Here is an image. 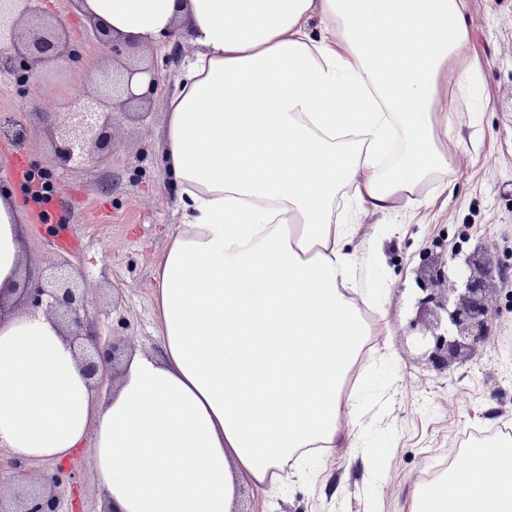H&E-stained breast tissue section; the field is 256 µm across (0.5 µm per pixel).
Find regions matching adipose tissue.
<instances>
[{"instance_id": "ef3b65f1", "label": "adipose tissue", "mask_w": 512, "mask_h": 512, "mask_svg": "<svg viewBox=\"0 0 512 512\" xmlns=\"http://www.w3.org/2000/svg\"><path fill=\"white\" fill-rule=\"evenodd\" d=\"M109 37L198 47L164 123L176 226L151 284L159 352L93 387L44 313L0 320V446L62 460L92 441L110 512H230L239 476H304L335 447L378 309L346 243L359 212L447 190L459 146L436 107L466 0H75ZM325 28L313 36L312 20ZM0 195V288L26 265ZM409 512H512V446L473 447Z\"/></svg>"}]
</instances>
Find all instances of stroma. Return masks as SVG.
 Here are the masks:
<instances>
[{"mask_svg":"<svg viewBox=\"0 0 512 512\" xmlns=\"http://www.w3.org/2000/svg\"><path fill=\"white\" fill-rule=\"evenodd\" d=\"M40 6L62 20L70 55L54 66L35 65L19 79L12 72L13 50L0 45V189L23 205L32 274L41 275L47 259L64 255L86 283L88 316L100 336L125 338L133 351H157L159 323L149 284L181 220L176 187L163 164L164 118L195 48L184 39L166 41L124 49L116 59L73 0H40ZM464 22L469 46L443 79L462 138L450 158L447 192L426 188L421 205L388 216L361 213L349 239L358 274L376 285L383 307L369 315L380 334L358 381V419L342 423L335 447L320 455L311 477H289L280 492L242 479L241 512H407L417 485L437 458L455 452L461 435L512 417V276L493 296L490 339L448 369L433 366L410 328L423 296L419 269L427 255L446 260L483 244L512 268V0H468ZM116 60L154 68L160 86L142 115L115 114L107 162L63 169L43 117L63 113L68 102L107 93ZM472 68L487 99L479 110L453 90L459 73ZM20 161L43 172L65 199L62 225L43 224L35 208L23 204L10 176ZM61 229L82 239V248L53 247ZM372 452L383 458L377 478L362 464ZM66 463L76 466L77 479L61 486L63 512H101L92 442L73 450Z\"/></svg>","mask_w":512,"mask_h":512,"instance_id":"1","label":"stroma"}]
</instances>
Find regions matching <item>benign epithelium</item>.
I'll return each mask as SVG.
<instances>
[{"label":"benign epithelium","mask_w":512,"mask_h":512,"mask_svg":"<svg viewBox=\"0 0 512 512\" xmlns=\"http://www.w3.org/2000/svg\"><path fill=\"white\" fill-rule=\"evenodd\" d=\"M34 0H0V42H10L19 59L27 63L56 60L65 55L64 28L58 19L47 16L32 5ZM137 73L148 74L147 90L132 92ZM155 72L150 67L125 65L112 84V104L123 108L131 103H145L157 88ZM103 100L89 96L75 110L48 122L56 142V159L70 170L106 159L112 139V114L102 111ZM69 262H49L46 278L26 275L18 287L0 290V317L15 311H42L60 326L64 336L78 351L77 361L85 376L96 384L115 379L119 371L118 342L103 344L87 321L86 289L74 284ZM506 267L494 260L484 248L475 250L454 269L461 289L438 293L433 286L448 282V263L436 257L423 260L422 291L419 301L425 328L430 335L419 337L429 347V360L435 366L448 364L484 343L491 335L492 307L488 295L495 281L504 279ZM13 483H0V512H61V474L35 473L21 460L10 461Z\"/></svg>","instance_id":"7a95c632"}]
</instances>
